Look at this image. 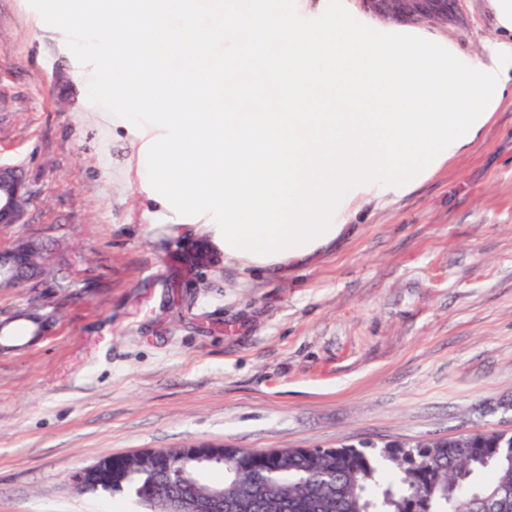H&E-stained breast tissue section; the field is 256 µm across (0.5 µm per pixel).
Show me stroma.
Returning <instances> with one entry per match:
<instances>
[{
  "label": "stroma",
  "mask_w": 512,
  "mask_h": 512,
  "mask_svg": "<svg viewBox=\"0 0 512 512\" xmlns=\"http://www.w3.org/2000/svg\"><path fill=\"white\" fill-rule=\"evenodd\" d=\"M428 26L464 58L503 35L493 0ZM61 32L0 0V165L32 195L0 245L38 238L62 290L0 352V512H133L72 476L194 440L236 448L512 433V92L410 193L359 200L329 248L271 274L187 268L193 230L141 224L107 168L128 145L90 106Z\"/></svg>",
  "instance_id": "1"
}]
</instances>
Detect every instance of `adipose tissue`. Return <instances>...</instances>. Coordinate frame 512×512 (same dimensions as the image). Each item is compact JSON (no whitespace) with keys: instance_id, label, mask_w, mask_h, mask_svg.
I'll return each mask as SVG.
<instances>
[{"instance_id":"1","label":"adipose tissue","mask_w":512,"mask_h":512,"mask_svg":"<svg viewBox=\"0 0 512 512\" xmlns=\"http://www.w3.org/2000/svg\"><path fill=\"white\" fill-rule=\"evenodd\" d=\"M40 28L70 39L73 81L109 139L132 150L112 175L144 223L201 231L222 262L274 270L311 257L343 232L359 197L404 193L471 143L512 82V0H495L506 39L462 59L433 38L355 33L323 6L299 24L224 0H33ZM287 49H265L268 27ZM248 41L237 42L241 30ZM202 58L205 78L178 68ZM271 86L263 111L237 92L236 71ZM341 84L332 104L314 89Z\"/></svg>"}]
</instances>
